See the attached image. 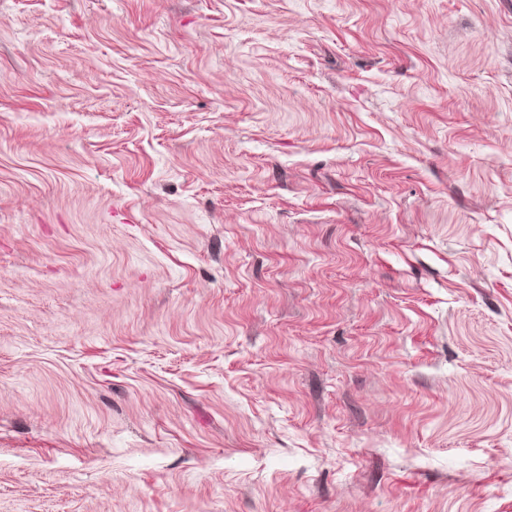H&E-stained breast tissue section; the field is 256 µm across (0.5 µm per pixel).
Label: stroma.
Instances as JSON below:
<instances>
[{"instance_id":"1","label":"stroma","mask_w":512,"mask_h":512,"mask_svg":"<svg viewBox=\"0 0 512 512\" xmlns=\"http://www.w3.org/2000/svg\"><path fill=\"white\" fill-rule=\"evenodd\" d=\"M0 512H512V0H0Z\"/></svg>"}]
</instances>
